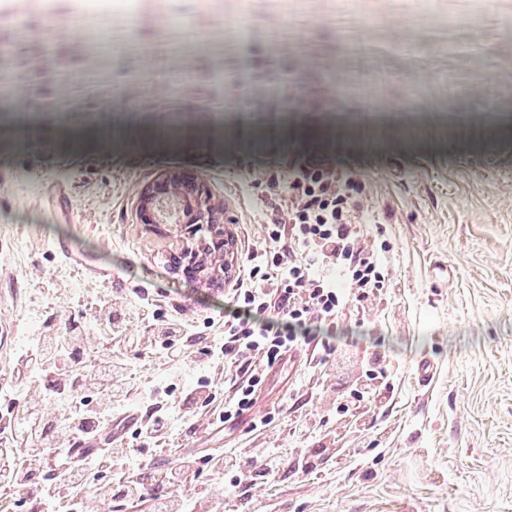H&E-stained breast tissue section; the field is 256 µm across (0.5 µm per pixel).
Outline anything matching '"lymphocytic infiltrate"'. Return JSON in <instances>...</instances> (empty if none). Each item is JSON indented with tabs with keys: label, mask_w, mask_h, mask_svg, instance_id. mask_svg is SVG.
<instances>
[{
	"label": "lymphocytic infiltrate",
	"mask_w": 512,
	"mask_h": 512,
	"mask_svg": "<svg viewBox=\"0 0 512 512\" xmlns=\"http://www.w3.org/2000/svg\"><path fill=\"white\" fill-rule=\"evenodd\" d=\"M252 187H266L277 197L273 216L260 241L242 249L238 273L224 291V318L202 334L198 318L185 310L160 311L153 300L123 299L119 306L145 326L156 353L171 362L184 356L188 341L199 344L204 365L220 369L222 382L185 394L178 391V374L164 383L132 388L126 352L137 350L141 338L118 325L115 335L124 353L97 367L94 389L111 398V405L89 411L86 396L55 398L61 423L81 439L111 427L115 418L141 412L133 434L154 445L174 435L176 417L186 413L208 416L213 423L246 421L250 436L267 435L271 424L290 409L321 402L322 390L311 391L291 382L261 414L254 407L275 368L299 355V371L323 379L335 363V333L346 318L362 314L365 305L387 286L381 251L364 231L369 205L360 174L336 156L322 151L281 154L278 166L266 175L248 174ZM77 326L52 339H38L25 363V377L45 379L57 357L83 350ZM379 371L367 369L359 389L339 398L333 412L323 414L319 428L336 422L364 425V411L385 398ZM44 431L33 427L28 413L17 415L9 437L0 439V461L16 466L25 460L32 443H44ZM357 448H235L203 460L183 456L166 471V481H146L145 460L121 441L77 453L58 449L56 467L67 482L48 489L17 483L20 500L35 497L54 502L77 496L98 498L102 486H111L114 498L126 504L150 501L152 512H200L214 478H224L223 504L227 512H253L255 499L246 489L255 477L275 479L290 471L297 477L312 474L316 458L325 456L341 465L352 463ZM109 458L112 467L93 476L94 462Z\"/></svg>",
	"instance_id": "f902f5d3"
}]
</instances>
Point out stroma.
I'll use <instances>...</instances> for the list:
<instances>
[{
  "instance_id": "1",
  "label": "stroma",
  "mask_w": 512,
  "mask_h": 512,
  "mask_svg": "<svg viewBox=\"0 0 512 512\" xmlns=\"http://www.w3.org/2000/svg\"><path fill=\"white\" fill-rule=\"evenodd\" d=\"M92 5L0 0V67L23 87L0 110L32 116L0 131V393L11 395L0 413L34 394L16 386L28 336L86 320V366L111 355L91 318L114 290L146 288L202 319L223 311V291L169 262L196 238L140 223L142 187L171 167L201 171L241 245L270 217V201L243 184L247 169L274 166L269 144L329 150L362 175L367 231L388 247L391 281L364 324L344 322L325 384L349 390L374 355L393 389L366 413L368 433L331 429L332 447L370 442L361 459L321 461L310 480L282 473L256 489L259 507L512 512V0H224L247 39L218 59L208 44L222 15L209 0H116L100 22L107 73L89 82L95 39L77 19ZM166 16L178 24L161 41ZM49 17L60 29L50 45L36 34ZM197 363L147 348L133 361L150 380L179 372L184 391L205 383ZM290 423L254 439L200 419L156 468L181 453L291 447Z\"/></svg>"
}]
</instances>
